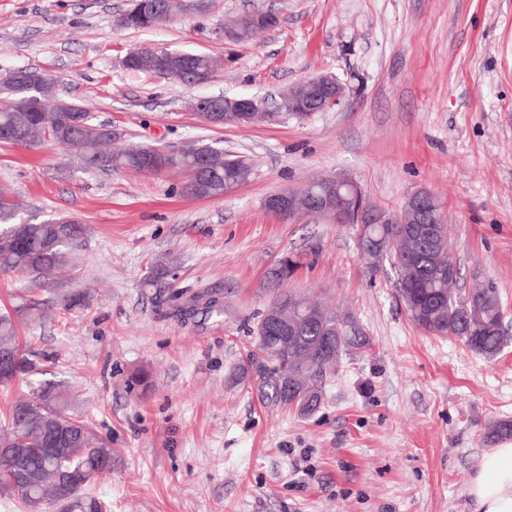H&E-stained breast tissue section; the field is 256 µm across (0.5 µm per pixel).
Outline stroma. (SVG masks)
Segmentation results:
<instances>
[{
  "instance_id": "obj_1",
  "label": "stroma",
  "mask_w": 512,
  "mask_h": 512,
  "mask_svg": "<svg viewBox=\"0 0 512 512\" xmlns=\"http://www.w3.org/2000/svg\"><path fill=\"white\" fill-rule=\"evenodd\" d=\"M129 0H0V81L18 68L54 79L58 99L87 105L122 140L178 151L210 144L249 156L251 179L215 200L157 176L83 171L48 142L0 144V188L18 221L75 216L90 227L50 281L0 274V312L17 322L112 448L90 494L112 512H475L468 489L491 446L486 426L512 419V0H208L150 30L118 20ZM277 24L248 43L224 37L244 11ZM221 60L205 86L124 69L134 48ZM333 73L343 103L305 120L211 127L192 108L213 94L274 109L286 89ZM356 182L398 210L425 188L443 206L458 283H491L508 342L488 360L410 320L394 272L370 273L350 227L283 219L265 201L325 177ZM300 261L287 291L351 312L370 348L343 357L308 418L261 402L234 381L273 297L270 271ZM160 269L156 285H146ZM88 304L64 310L65 294ZM217 289L223 315L183 321L172 292ZM150 373L148 389L130 374Z\"/></svg>"
}]
</instances>
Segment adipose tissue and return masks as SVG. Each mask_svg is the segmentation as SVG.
Wrapping results in <instances>:
<instances>
[{"label":"adipose tissue","instance_id":"ef3b65f1","mask_svg":"<svg viewBox=\"0 0 512 512\" xmlns=\"http://www.w3.org/2000/svg\"><path fill=\"white\" fill-rule=\"evenodd\" d=\"M469 494L475 512H512V442L481 457Z\"/></svg>","mask_w":512,"mask_h":512}]
</instances>
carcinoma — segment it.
Here are the masks:
<instances>
[{"label":"carcinoma","instance_id":"1","mask_svg":"<svg viewBox=\"0 0 512 512\" xmlns=\"http://www.w3.org/2000/svg\"><path fill=\"white\" fill-rule=\"evenodd\" d=\"M160 0H131L125 12L127 29H147L164 25L176 17L178 5L167 11L159 9ZM277 24L276 17L267 12L239 15L230 30L237 32V42H248L260 30ZM138 56L129 65L134 72L171 79L184 85L188 81L165 71L162 58L155 50L137 49ZM196 76H205L219 61L206 54H191ZM16 84L7 85L8 95L0 103V129L13 128L17 136L29 145L53 141L75 148L81 168L91 171L101 168L144 172L142 153L147 147L128 144L112 149L116 133L112 126L94 119L79 127H68L55 122L62 112H87L89 108L74 101H58L48 105L53 95L54 80L49 75L24 68ZM37 97L41 111L24 114L17 111V101ZM237 155L209 144H194L179 153L180 166L187 181L186 194L197 198H220L224 186L238 180L247 182L253 174L252 166L233 165ZM331 191L352 198L351 206L376 208L357 188L347 184H334L328 180L312 187L302 186L296 200L300 210L306 209V194ZM21 204L6 190L0 189V223L9 229L0 235V272H26L45 279L53 277L65 259V250L78 246L88 232L80 221L59 218L37 224H15ZM395 224H357L356 238L377 242L382 249L371 251L359 248L368 260L371 271L377 272L389 264L396 273V288L411 321L424 331L436 336H454L463 341L474 353L493 359L505 347L507 336L503 325L501 302L495 289L481 281L472 284L461 294L455 285L460 271H451L453 258L448 253L450 225L446 217L435 210L423 214L407 200L394 214ZM296 264L282 260L271 271L269 285L278 288L290 279ZM203 307L206 313L224 314L219 302V291L207 290L189 295L187 302L174 305V313L187 318ZM283 308L288 312V342L282 334L267 323L264 315L256 327L257 350L249 352L237 368L240 380H254L261 400L298 416L307 418L321 409L325 399V385L336 373L341 360L370 345V339L356 316L339 317L298 293L284 292L275 297L269 309ZM332 340L331 351H326L327 340ZM0 347L11 352L17 367V377L38 371L39 354L24 350L17 341L14 314L0 313ZM43 406L24 415V402L14 404L0 425V447L39 448L44 433L51 426L71 424L78 437L69 455L51 460L38 454L24 462L0 456V492L20 500L31 512H40L42 499L55 490L59 470L78 473L70 486L63 512H111L110 504L87 493V488L101 475L112 472V448L106 440L81 417L68 413L67 402L54 384L40 385ZM484 437L494 443L512 437V421L500 420L489 424ZM28 471L31 489L23 494L15 489V471L18 467Z\"/></svg>","mask_w":512,"mask_h":512}]
</instances>
